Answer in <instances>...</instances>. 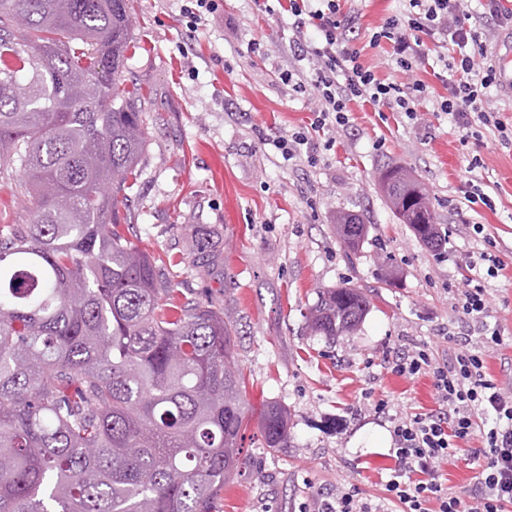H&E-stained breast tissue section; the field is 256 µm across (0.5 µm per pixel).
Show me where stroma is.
<instances>
[{
  "instance_id": "obj_1",
  "label": "stroma",
  "mask_w": 512,
  "mask_h": 512,
  "mask_svg": "<svg viewBox=\"0 0 512 512\" xmlns=\"http://www.w3.org/2000/svg\"><path fill=\"white\" fill-rule=\"evenodd\" d=\"M216 2L196 26L187 0H129L135 49L123 77L145 95L151 134L129 181L135 241L165 267L180 303L223 311L250 406L276 403L289 414L287 448L274 452L260 437L245 439L247 464L225 485L217 509L300 512L319 492L351 484L375 498L392 460L388 448L372 447L374 432H389L392 413L436 406L430 378L393 375L386 355L413 345L438 358L450 354L439 329L453 319L452 289L466 278H484L504 339L487 372L512 387V151L489 130L481 144L464 141L443 114L415 129L397 113L355 102L349 126L332 131L336 144L316 166L284 161L267 137L313 119L310 99L279 79L298 65L289 19L258 11L253 0ZM343 9L356 18L362 62L380 78L422 80L428 107L445 94L442 63L406 72L391 64L388 43H370L401 13V0H345ZM256 45L264 55L253 53ZM475 154L490 181V207L459 191ZM386 164L405 168L427 192L440 247L422 244L387 206L376 179ZM15 182L0 174V225L32 219L35 203ZM340 211L368 227L353 257L334 230ZM477 224L483 236L474 234ZM489 241L503 269L488 279L477 261ZM340 286L360 289L369 308L356 331L329 344L310 334L305 315L319 290ZM367 393L387 400V413L365 405Z\"/></svg>"
}]
</instances>
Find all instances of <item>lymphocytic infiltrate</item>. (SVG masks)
Returning <instances> with one entry per match:
<instances>
[{"mask_svg": "<svg viewBox=\"0 0 512 512\" xmlns=\"http://www.w3.org/2000/svg\"><path fill=\"white\" fill-rule=\"evenodd\" d=\"M402 16L389 17L372 44L388 41L390 58L405 71L428 60L435 49L447 48L450 60L445 84L447 95L437 97L434 113L447 115L465 137H479L482 129L497 131L503 147L512 148V128L490 103L498 86L496 68L488 61L485 37L512 31V9L502 0H407ZM287 10L292 17V49L307 61L304 70L285 69L283 84L314 102L310 127L272 140L284 159L305 154L317 165L320 146L314 133L346 127L350 103L363 100L375 108L403 114L410 126L425 125L421 99L425 83L408 86L381 80L359 61L360 52L346 38L352 22L342 0H261V10L272 14ZM454 310L461 320L475 323L479 340L455 335L445 328L452 353L436 359L427 348L397 350L389 359L391 373L413 378L427 375L435 391L436 407L427 413L391 417L393 464L378 501L364 497L357 486L318 494L304 512H512V390L501 387L486 372V356L501 344L498 329L489 327L487 290L465 281L455 290ZM479 447H472V440ZM479 462L474 487L452 491L445 468L463 445Z\"/></svg>", "mask_w": 512, "mask_h": 512, "instance_id": "lymphocytic-infiltrate-1", "label": "lymphocytic infiltrate"}]
</instances>
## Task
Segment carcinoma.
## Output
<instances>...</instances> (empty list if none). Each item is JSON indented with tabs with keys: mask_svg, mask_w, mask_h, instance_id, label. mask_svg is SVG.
<instances>
[{
	"mask_svg": "<svg viewBox=\"0 0 512 512\" xmlns=\"http://www.w3.org/2000/svg\"><path fill=\"white\" fill-rule=\"evenodd\" d=\"M127 0H0V164L23 170L28 224L0 226V512H216L251 420L233 330L186 308L165 270L120 230L127 182L149 147L122 88ZM379 185L393 213L439 246L427 196L403 170ZM336 230L348 255L367 234ZM355 288L318 291L315 336L358 328ZM264 447L288 417L262 405Z\"/></svg>",
	"mask_w": 512,
	"mask_h": 512,
	"instance_id": "cac0c4a2",
	"label": "carcinoma"
}]
</instances>
